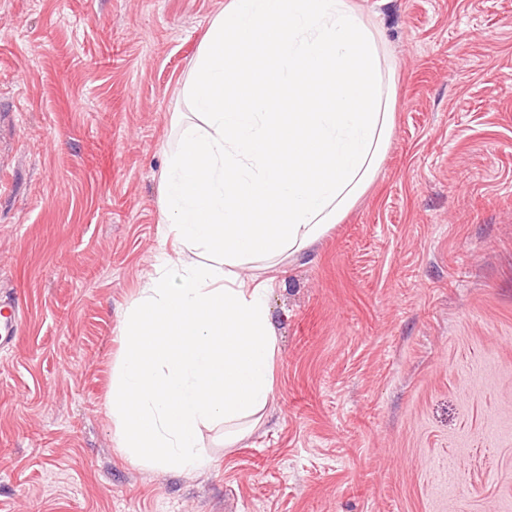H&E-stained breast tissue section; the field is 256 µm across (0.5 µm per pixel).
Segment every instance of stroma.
<instances>
[{
	"instance_id": "obj_1",
	"label": "stroma",
	"mask_w": 512,
	"mask_h": 512,
	"mask_svg": "<svg viewBox=\"0 0 512 512\" xmlns=\"http://www.w3.org/2000/svg\"><path fill=\"white\" fill-rule=\"evenodd\" d=\"M227 0H0V512H512V0H357L395 76L371 185L271 269L275 384L210 466L132 463L108 401L166 249L160 175ZM21 312L12 303L11 296L0 292V351H8L18 336Z\"/></svg>"
}]
</instances>
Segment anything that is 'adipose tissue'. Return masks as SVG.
<instances>
[{
  "label": "adipose tissue",
  "instance_id": "1",
  "mask_svg": "<svg viewBox=\"0 0 512 512\" xmlns=\"http://www.w3.org/2000/svg\"><path fill=\"white\" fill-rule=\"evenodd\" d=\"M161 175L173 251L127 308L112 371L119 446L150 469L211 458L261 421L274 387L272 281L257 264L298 258L372 182L393 132L386 50L356 0H227L185 85ZM251 277H243V270Z\"/></svg>",
  "mask_w": 512,
  "mask_h": 512
}]
</instances>
